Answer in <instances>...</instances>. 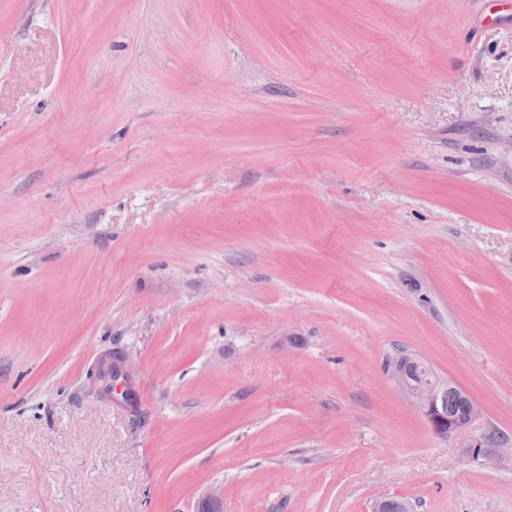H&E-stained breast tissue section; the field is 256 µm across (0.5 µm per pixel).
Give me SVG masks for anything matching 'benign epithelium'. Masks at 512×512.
Masks as SVG:
<instances>
[{
	"label": "benign epithelium",
	"instance_id": "obj_1",
	"mask_svg": "<svg viewBox=\"0 0 512 512\" xmlns=\"http://www.w3.org/2000/svg\"><path fill=\"white\" fill-rule=\"evenodd\" d=\"M391 378L399 392L426 419L433 434L440 439L465 431L480 414L479 404L465 391H460L464 399V409L450 413L444 409L442 395L449 389H458L448 378L439 375L426 361L404 354L389 365ZM112 373L127 374L125 356L115 353L101 364L98 377L105 379ZM491 443L484 437H474L463 447V452L471 458L490 457ZM200 512H224V495L217 490H208L200 499Z\"/></svg>",
	"mask_w": 512,
	"mask_h": 512
}]
</instances>
